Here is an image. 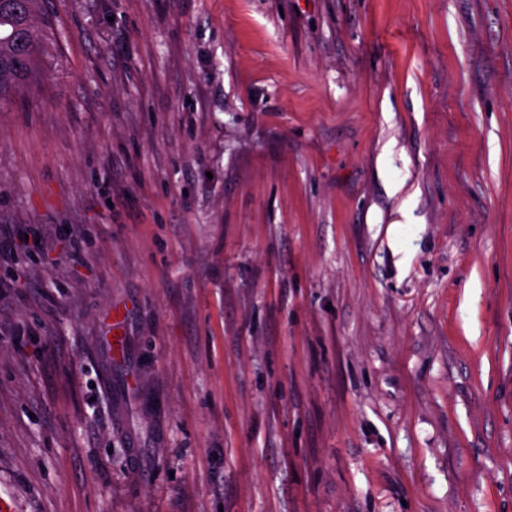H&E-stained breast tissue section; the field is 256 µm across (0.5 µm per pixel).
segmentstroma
I'll return each mask as SVG.
<instances>
[{
    "mask_svg": "<svg viewBox=\"0 0 512 512\" xmlns=\"http://www.w3.org/2000/svg\"><path fill=\"white\" fill-rule=\"evenodd\" d=\"M42 7L0 105L17 512H512V0Z\"/></svg>",
    "mask_w": 512,
    "mask_h": 512,
    "instance_id": "1",
    "label": "stroma"
}]
</instances>
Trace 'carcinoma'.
<instances>
[{
    "label": "carcinoma",
    "instance_id": "1",
    "mask_svg": "<svg viewBox=\"0 0 512 512\" xmlns=\"http://www.w3.org/2000/svg\"><path fill=\"white\" fill-rule=\"evenodd\" d=\"M52 36V21L39 0H0V104L27 89Z\"/></svg>",
    "mask_w": 512,
    "mask_h": 512
}]
</instances>
